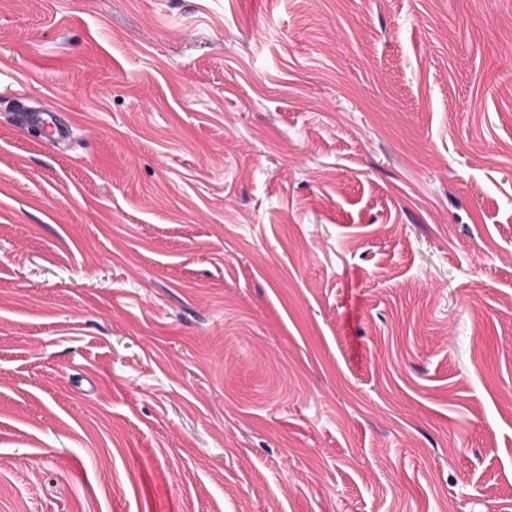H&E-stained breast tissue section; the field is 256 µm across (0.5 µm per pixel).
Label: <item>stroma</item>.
<instances>
[{"mask_svg": "<svg viewBox=\"0 0 512 512\" xmlns=\"http://www.w3.org/2000/svg\"><path fill=\"white\" fill-rule=\"evenodd\" d=\"M0 512H512V0H0ZM20 124L24 127L42 129L55 142L62 141L67 137V128L57 122L56 114L50 108L24 112Z\"/></svg>", "mask_w": 512, "mask_h": 512, "instance_id": "35a3bbf8", "label": "stroma"}]
</instances>
